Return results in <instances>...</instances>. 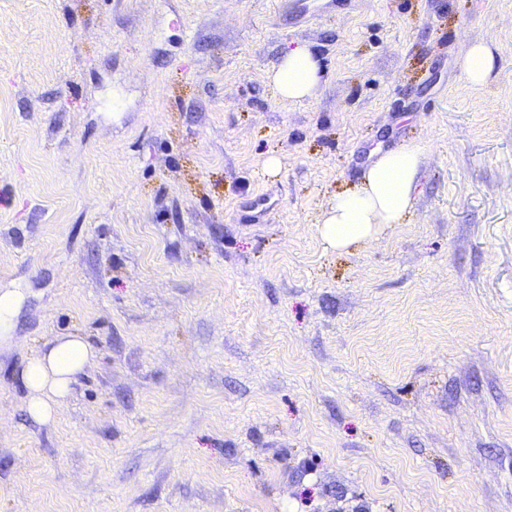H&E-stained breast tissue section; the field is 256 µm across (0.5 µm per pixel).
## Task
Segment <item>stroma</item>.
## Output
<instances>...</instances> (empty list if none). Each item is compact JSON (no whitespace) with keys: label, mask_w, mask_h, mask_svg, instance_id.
Masks as SVG:
<instances>
[{"label":"stroma","mask_w":512,"mask_h":512,"mask_svg":"<svg viewBox=\"0 0 512 512\" xmlns=\"http://www.w3.org/2000/svg\"><path fill=\"white\" fill-rule=\"evenodd\" d=\"M407 140L412 210L327 248ZM0 287V512H512V0H0ZM54 336L98 356L40 426ZM462 72L468 84L478 87L484 85L495 67V55L486 42L473 43L461 64ZM324 69L317 53L308 45L283 52L267 71V80L282 101L300 102L317 95ZM428 145L408 141L373 152L358 184L336 194L318 223L323 241L336 251L371 243L384 226L399 224L413 206ZM22 304V294L16 288L0 289V351L1 344L11 345L12 331Z\"/></svg>","instance_id":"1"}]
</instances>
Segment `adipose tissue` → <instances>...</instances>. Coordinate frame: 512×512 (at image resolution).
Listing matches in <instances>:
<instances>
[{"instance_id":"1","label":"adipose tissue","mask_w":512,"mask_h":512,"mask_svg":"<svg viewBox=\"0 0 512 512\" xmlns=\"http://www.w3.org/2000/svg\"><path fill=\"white\" fill-rule=\"evenodd\" d=\"M323 76L319 57L306 45L283 52L267 72L279 99L288 102L315 97ZM427 153L428 146L421 141L375 150L358 184L336 194L324 210L317 227L323 241L346 251L373 242L384 226L401 223L417 196ZM96 356L91 344L79 336L52 337L32 353L21 376L30 420L49 423Z\"/></svg>"}]
</instances>
